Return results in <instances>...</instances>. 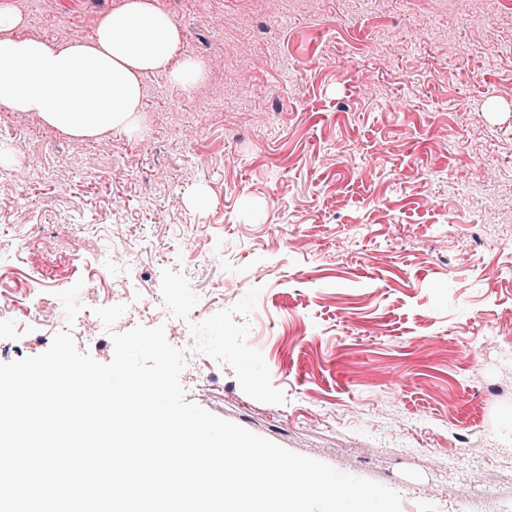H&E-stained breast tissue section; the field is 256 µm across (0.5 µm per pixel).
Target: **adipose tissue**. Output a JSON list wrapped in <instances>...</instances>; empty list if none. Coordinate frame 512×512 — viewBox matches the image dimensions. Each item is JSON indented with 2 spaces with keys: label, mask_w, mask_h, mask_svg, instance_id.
Here are the masks:
<instances>
[{
  "label": "adipose tissue",
  "mask_w": 512,
  "mask_h": 512,
  "mask_svg": "<svg viewBox=\"0 0 512 512\" xmlns=\"http://www.w3.org/2000/svg\"><path fill=\"white\" fill-rule=\"evenodd\" d=\"M23 25L0 0V105L73 138L135 127L147 74L167 73L186 90L203 78L198 62L180 58L181 30L154 0H124L81 41L27 37Z\"/></svg>",
  "instance_id": "obj_1"
}]
</instances>
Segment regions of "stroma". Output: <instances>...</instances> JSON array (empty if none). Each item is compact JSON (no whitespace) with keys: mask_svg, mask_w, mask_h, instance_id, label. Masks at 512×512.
I'll return each instance as SVG.
<instances>
[{"mask_svg":"<svg viewBox=\"0 0 512 512\" xmlns=\"http://www.w3.org/2000/svg\"><path fill=\"white\" fill-rule=\"evenodd\" d=\"M7 2L25 35L66 42L123 0ZM155 2L207 76L147 75L141 127L80 141L0 111V252L24 245L29 303L138 242L148 286L242 335L199 366L214 396L187 382L186 401L396 491L401 512H512V17L463 0ZM54 335L0 299V362Z\"/></svg>","mask_w":512,"mask_h":512,"instance_id":"35a3bbf8","label":"stroma"}]
</instances>
